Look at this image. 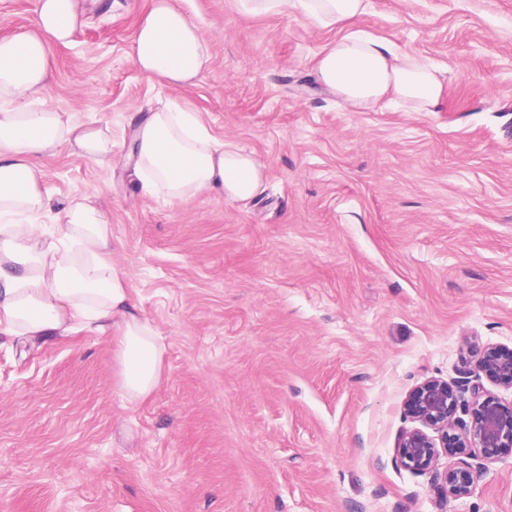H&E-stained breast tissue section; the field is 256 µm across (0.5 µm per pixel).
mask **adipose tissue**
I'll return each mask as SVG.
<instances>
[{"label": "adipose tissue", "instance_id": "obj_1", "mask_svg": "<svg viewBox=\"0 0 512 512\" xmlns=\"http://www.w3.org/2000/svg\"><path fill=\"white\" fill-rule=\"evenodd\" d=\"M94 0H37L36 29L0 38V335L52 336L79 324L111 332L115 381L132 403L158 387L165 347L136 304L128 275L112 260V224L88 199L71 201L58 224L42 190L40 157L79 148L99 165L112 162L109 127L77 122L47 106L48 48L68 43ZM245 16L296 10L315 26L338 31L315 65L320 87L363 112L401 102L437 111L445 94L439 64L362 30L370 0H234ZM152 82L187 88L209 63L197 25L178 0H151L132 46ZM131 157L143 186L168 200L221 195L247 201L261 191L263 166L231 142L217 141L197 112L175 102L144 105Z\"/></svg>", "mask_w": 512, "mask_h": 512}]
</instances>
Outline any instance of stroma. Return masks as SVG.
<instances>
[{"instance_id": "35a3bbf8", "label": "stroma", "mask_w": 512, "mask_h": 512, "mask_svg": "<svg viewBox=\"0 0 512 512\" xmlns=\"http://www.w3.org/2000/svg\"><path fill=\"white\" fill-rule=\"evenodd\" d=\"M51 45V107L125 155L145 102L198 112L263 164L247 202L143 191L123 164L39 158L56 223L90 198L165 344L132 404L112 337H0V512H512V458L445 497L395 461L410 389L512 349V0H372L361 28L448 69L437 112L346 110L316 85L336 37L296 11L180 0L195 86L136 67L148 0H104Z\"/></svg>"}]
</instances>
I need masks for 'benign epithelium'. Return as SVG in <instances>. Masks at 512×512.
Returning a JSON list of instances; mask_svg holds the SVG:
<instances>
[{"instance_id":"7a95c632","label":"benign epithelium","mask_w":512,"mask_h":512,"mask_svg":"<svg viewBox=\"0 0 512 512\" xmlns=\"http://www.w3.org/2000/svg\"><path fill=\"white\" fill-rule=\"evenodd\" d=\"M483 375L512 390V349L491 347L464 380L429 378L406 397L405 417L412 426L397 439L396 462L417 475L433 470L442 456L454 459L436 473L447 497L471 495L491 465L512 455V403L485 391Z\"/></svg>"}]
</instances>
